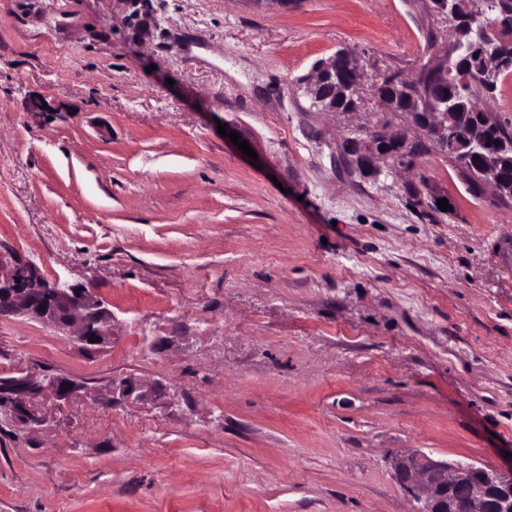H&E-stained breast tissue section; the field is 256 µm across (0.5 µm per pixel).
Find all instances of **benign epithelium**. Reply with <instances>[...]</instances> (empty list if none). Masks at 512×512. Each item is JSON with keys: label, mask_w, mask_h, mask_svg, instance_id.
I'll return each instance as SVG.
<instances>
[{"label": "benign epithelium", "mask_w": 512, "mask_h": 512, "mask_svg": "<svg viewBox=\"0 0 512 512\" xmlns=\"http://www.w3.org/2000/svg\"><path fill=\"white\" fill-rule=\"evenodd\" d=\"M338 76L343 93L355 99L361 69L356 57L345 50L319 67L306 84L307 96L317 98L327 78L331 96H336ZM413 116L416 124H426L441 139L454 124L455 108L450 104L442 111L427 113L426 123L420 113ZM376 145L372 136L363 141L364 163L372 167L381 159L390 167L396 166L393 160L378 153ZM471 154L479 158L473 171L480 177V183L492 187L497 197H502L505 179L493 160L474 150ZM10 316L29 317L62 332L71 330L79 348L90 353L112 341V313L90 289L58 278L49 280L36 265L9 261L0 255V317ZM92 337L96 341H90ZM84 390L82 383L68 377L22 373L0 388V403L19 428L35 431L50 419L46 405L60 407L81 396ZM160 390L158 385L145 388L127 377L114 379L108 385L113 400L127 403L153 400ZM392 467L398 485L418 501L415 512H512V469L504 472L469 462L437 460L421 451L396 453Z\"/></svg>", "instance_id": "benign-epithelium-1"}]
</instances>
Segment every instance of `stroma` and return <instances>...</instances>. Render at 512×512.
Segmentation results:
<instances>
[{
	"mask_svg": "<svg viewBox=\"0 0 512 512\" xmlns=\"http://www.w3.org/2000/svg\"><path fill=\"white\" fill-rule=\"evenodd\" d=\"M450 39L431 0H0V252L115 335L0 318V377L87 389L0 417V512H413L396 451L512 465V200L433 147L374 179L342 149L418 137L375 86ZM341 49L359 109L316 110ZM123 377L168 396L113 404ZM336 60L346 61V67H343L340 74L343 90H341L346 96L350 97V100L343 103L344 109L347 110L353 107V101L357 95L358 87L361 80V69L357 63L356 57L348 51L341 50L336 53L330 63L323 64L319 67L313 79L306 84V94L311 99L318 97V92L324 80L330 78V92L332 97L338 98L341 94L336 93ZM352 76V79H351ZM352 99V100H351ZM84 390L82 383L68 377L21 373L0 388V403L9 410L8 416L19 428L35 431L42 429L50 419L48 403L61 407L81 396Z\"/></svg>",
	"mask_w": 512,
	"mask_h": 512,
	"instance_id": "35a3bbf8",
	"label": "stroma"
}]
</instances>
